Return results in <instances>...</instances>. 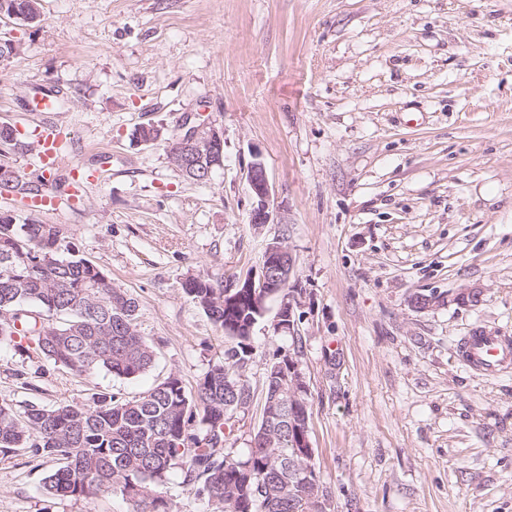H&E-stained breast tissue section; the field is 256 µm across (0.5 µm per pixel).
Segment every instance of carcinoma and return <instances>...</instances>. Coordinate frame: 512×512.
<instances>
[{"label": "carcinoma", "mask_w": 512, "mask_h": 512, "mask_svg": "<svg viewBox=\"0 0 512 512\" xmlns=\"http://www.w3.org/2000/svg\"><path fill=\"white\" fill-rule=\"evenodd\" d=\"M41 22L40 0H0V13ZM141 140L159 139L167 152L179 144V129L149 124L136 131ZM11 185L0 196L31 200L44 193L42 179L27 181L10 165ZM184 293L219 328H224V285L197 274L182 283ZM224 363L212 366L194 393L169 376L142 396L123 399L98 393L88 404L28 405L17 410L0 404V454L28 448L32 456L62 466L46 477L48 493L91 499L118 491L136 512H174L163 485L174 465L183 483L214 512H292L291 502L316 471L288 482L279 477L296 449L254 446L242 459L221 448L224 403L240 391L224 387L249 360L245 336L230 337ZM34 353L74 374L106 370L133 378L149 370L155 345L138 327V303L95 263L79 256L59 224L17 223L0 209V344ZM204 432L199 438L193 427Z\"/></svg>", "instance_id": "carcinoma-1"}]
</instances>
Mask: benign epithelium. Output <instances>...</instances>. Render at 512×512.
Wrapping results in <instances>:
<instances>
[{"instance_id":"obj_1","label":"benign epithelium","mask_w":512,"mask_h":512,"mask_svg":"<svg viewBox=\"0 0 512 512\" xmlns=\"http://www.w3.org/2000/svg\"><path fill=\"white\" fill-rule=\"evenodd\" d=\"M180 143L173 152L176 163L184 171L204 163L223 147L224 133L216 125L207 122H196L192 116L184 117L180 126ZM247 181L254 198L251 212V223L262 225L270 223L274 196L264 162L256 161L247 171ZM293 272V258L288 249L279 241L267 245L259 271L230 285L224 290V307L238 303L249 297L260 317H265L264 301L267 296L289 287ZM480 291L475 288L461 289L451 295L432 294L427 297L415 295L412 302L417 307L433 308L445 304L466 306L478 302ZM294 306L286 300L278 309L272 327L274 333H294ZM283 380L288 385L281 386L263 408L264 428L261 431L264 447L270 448L275 443L289 440L296 448L302 449L299 458L293 460L290 472L296 476L312 470L314 450L312 448L307 427V411L302 395L308 386L298 365L293 360L281 365ZM304 499L314 503L317 512H327L328 502L317 483L306 487Z\"/></svg>"}]
</instances>
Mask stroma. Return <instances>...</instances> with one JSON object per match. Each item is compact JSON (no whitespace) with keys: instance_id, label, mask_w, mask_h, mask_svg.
<instances>
[{"instance_id":"stroma-1","label":"stroma","mask_w":512,"mask_h":512,"mask_svg":"<svg viewBox=\"0 0 512 512\" xmlns=\"http://www.w3.org/2000/svg\"><path fill=\"white\" fill-rule=\"evenodd\" d=\"M40 3L35 27L0 16V38L20 44L0 58V126L60 132L56 178L109 162L55 211L0 208L62 225L136 299L156 361L131 379L79 376L2 346L0 403L131 399L172 374L195 391L228 339L183 281L245 277L277 239L294 260L296 335L274 333L269 299L228 452L251 447L266 370L289 356L331 512H512V368L483 374L455 357L473 328L512 334V0ZM50 87L56 107L33 111ZM190 113L224 131L206 184L133 137ZM257 159L277 208L259 227ZM468 286L478 303H411ZM53 467L25 448L0 456V512H135L117 492L50 495Z\"/></svg>"}]
</instances>
